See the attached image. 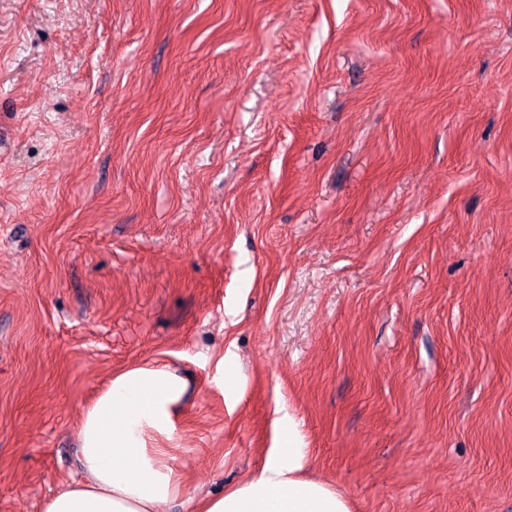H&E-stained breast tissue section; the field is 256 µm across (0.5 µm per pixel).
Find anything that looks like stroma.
<instances>
[{"mask_svg":"<svg viewBox=\"0 0 512 512\" xmlns=\"http://www.w3.org/2000/svg\"><path fill=\"white\" fill-rule=\"evenodd\" d=\"M154 364L157 512H512V0H0V512ZM304 455L297 424L288 421L284 448L246 481L223 495L202 498L198 512H352L349 500L335 486L299 474Z\"/></svg>","mask_w":512,"mask_h":512,"instance_id":"stroma-1","label":"stroma"}]
</instances>
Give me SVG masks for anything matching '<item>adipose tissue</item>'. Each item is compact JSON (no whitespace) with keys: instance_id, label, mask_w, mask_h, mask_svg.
Masks as SVG:
<instances>
[{"instance_id":"adipose-tissue-1","label":"adipose tissue","mask_w":512,"mask_h":512,"mask_svg":"<svg viewBox=\"0 0 512 512\" xmlns=\"http://www.w3.org/2000/svg\"><path fill=\"white\" fill-rule=\"evenodd\" d=\"M186 391L165 365L114 375L85 408L80 426L82 478L56 492L43 512H156L180 485L165 465L173 420ZM304 450L296 423L284 448L263 468L224 494L202 498L198 512H352L335 486L303 478Z\"/></svg>"}]
</instances>
